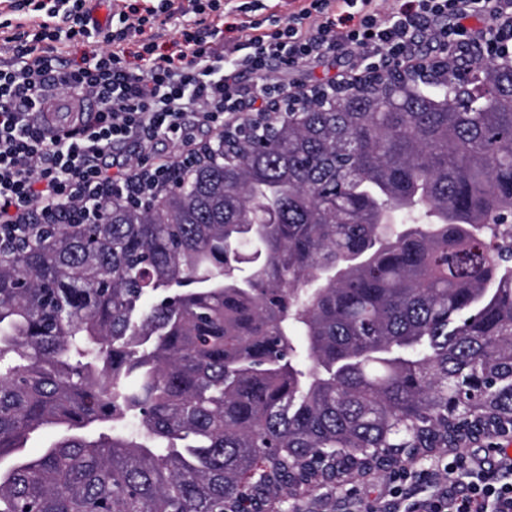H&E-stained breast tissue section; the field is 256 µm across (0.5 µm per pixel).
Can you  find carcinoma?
<instances>
[{"instance_id":"carcinoma-1","label":"carcinoma","mask_w":512,"mask_h":512,"mask_svg":"<svg viewBox=\"0 0 512 512\" xmlns=\"http://www.w3.org/2000/svg\"><path fill=\"white\" fill-rule=\"evenodd\" d=\"M466 69L319 87L0 249V512H260L512 437V69Z\"/></svg>"}]
</instances>
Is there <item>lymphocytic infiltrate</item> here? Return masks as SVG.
Instances as JSON below:
<instances>
[{
  "instance_id": "lymphocytic-infiltrate-1",
  "label": "lymphocytic infiltrate",
  "mask_w": 512,
  "mask_h": 512,
  "mask_svg": "<svg viewBox=\"0 0 512 512\" xmlns=\"http://www.w3.org/2000/svg\"><path fill=\"white\" fill-rule=\"evenodd\" d=\"M173 0L119 9V29L90 38L83 0H53L30 43L0 69V243L31 224L94 221L100 203L146 204L169 185L174 165L190 169L202 132L267 111L287 97L269 81L270 67L293 73L336 49L359 54L378 70L416 66V41L463 58L500 57L512 49V0H396L381 11L376 0H306L287 23L252 19L260 0ZM231 22L217 26L213 17ZM178 27L185 49L159 55L147 28ZM89 38L80 63L56 54L60 37ZM138 40L146 69L125 62L123 45ZM71 105L65 123L51 119L59 96ZM179 148L162 152L164 142ZM434 494H403L400 473L390 495L403 512H512V482L494 470L452 455L427 473Z\"/></svg>"
}]
</instances>
